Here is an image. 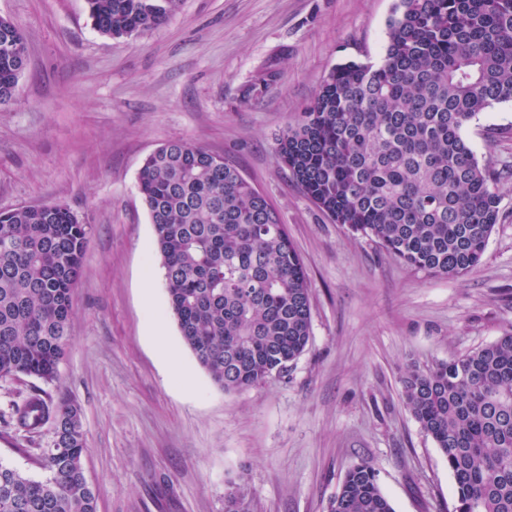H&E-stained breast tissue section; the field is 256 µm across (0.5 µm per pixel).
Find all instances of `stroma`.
I'll return each instance as SVG.
<instances>
[{"instance_id": "stroma-1", "label": "stroma", "mask_w": 512, "mask_h": 512, "mask_svg": "<svg viewBox=\"0 0 512 512\" xmlns=\"http://www.w3.org/2000/svg\"><path fill=\"white\" fill-rule=\"evenodd\" d=\"M397 0H181L128 39L95 31L83 0H0L28 67L0 108V210L63 203L88 217L70 344L48 385L0 379V414L45 388L76 405L97 512H224L230 479L251 512H328L346 471L371 461L395 512H452L448 464L406 408L402 379L512 329V180L481 264L456 277L407 266L334 223L277 158L281 130L349 60L380 63ZM261 69L278 77L258 97ZM462 137L483 165L512 167V102ZM181 140L233 162L278 211L308 275L311 340L277 380L219 388L183 342L138 188L144 159ZM164 332L189 380L175 385ZM0 431V462L46 479L40 449Z\"/></svg>"}]
</instances>
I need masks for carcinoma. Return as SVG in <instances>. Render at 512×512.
Masks as SVG:
<instances>
[{
    "instance_id": "cac0c4a2",
    "label": "carcinoma",
    "mask_w": 512,
    "mask_h": 512,
    "mask_svg": "<svg viewBox=\"0 0 512 512\" xmlns=\"http://www.w3.org/2000/svg\"><path fill=\"white\" fill-rule=\"evenodd\" d=\"M180 0H85L101 35L157 29ZM26 42L0 17V105L25 66L5 45ZM276 79L258 73L250 98ZM512 102V0H398L377 65L336 66L282 131L277 155L332 221L436 276L482 260L499 222V184L511 173L479 163L461 130ZM139 190L155 229L169 310L213 382L239 392L281 376L307 349L311 303L303 260L268 199L223 157L182 141L144 160ZM92 231L65 204L0 211V378L53 382L66 355L71 293ZM404 401L444 455L454 512H512V330L403 378ZM49 473L33 480L0 462V512H96L85 486L87 437L78 407L35 391L11 405L29 441L47 424ZM224 512H250L227 483ZM329 512H394L373 465L347 472Z\"/></svg>"
}]
</instances>
